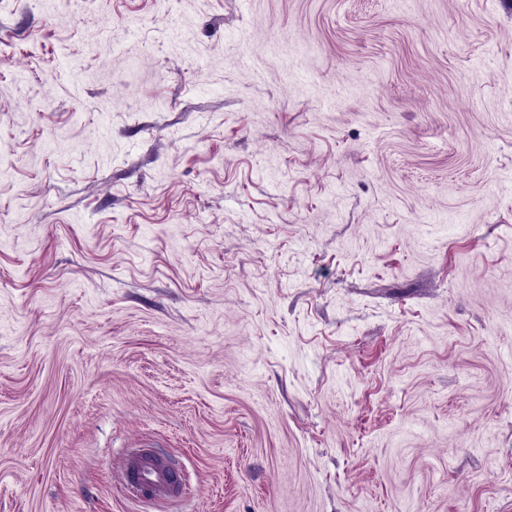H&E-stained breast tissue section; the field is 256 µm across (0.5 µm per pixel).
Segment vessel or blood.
<instances>
[{"label": "vessel or blood", "mask_w": 512, "mask_h": 512, "mask_svg": "<svg viewBox=\"0 0 512 512\" xmlns=\"http://www.w3.org/2000/svg\"><path fill=\"white\" fill-rule=\"evenodd\" d=\"M112 482L126 498L161 505L180 498L176 471L152 449L132 448L112 468Z\"/></svg>", "instance_id": "obj_1"}]
</instances>
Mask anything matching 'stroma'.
Masks as SVG:
<instances>
[{"mask_svg":"<svg viewBox=\"0 0 512 512\" xmlns=\"http://www.w3.org/2000/svg\"><path fill=\"white\" fill-rule=\"evenodd\" d=\"M512 512V0H0V512ZM112 483L126 498L149 505L165 504L182 494L176 471L151 448H130L112 466Z\"/></svg>","mask_w":512,"mask_h":512,"instance_id":"obj_1","label":"stroma"}]
</instances>
